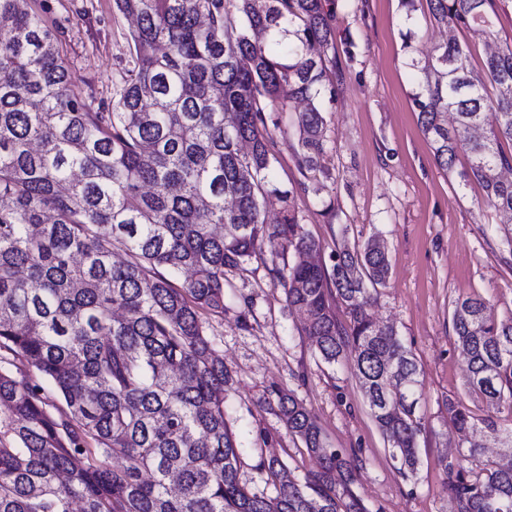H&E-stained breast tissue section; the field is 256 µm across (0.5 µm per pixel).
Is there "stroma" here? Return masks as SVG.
<instances>
[{
  "label": "stroma",
  "mask_w": 512,
  "mask_h": 512,
  "mask_svg": "<svg viewBox=\"0 0 512 512\" xmlns=\"http://www.w3.org/2000/svg\"><path fill=\"white\" fill-rule=\"evenodd\" d=\"M58 27L74 89L93 106L111 107L130 62L133 24L113 0H30ZM336 57L345 78L329 108L325 177L299 173L293 133H275L271 176L290 191L304 229L322 245L321 262L341 245L384 239L392 274L370 308L393 323L422 373L416 477L404 478L363 400L348 361L323 362L301 331L273 272L268 251L224 272V310L205 316L231 380L226 420L241 451L239 480L270 493L259 463L277 455L295 479L318 459L267 405L273 387L293 391L329 447L359 460L353 485L369 512H448L440 460L454 452L448 400L462 399L465 364L452 330L456 300L479 296L499 317L512 315V245L499 215L476 186L462 187L440 169L417 124L412 96L419 80L406 61L425 57L446 31L407 21L400 0H339Z\"/></svg>",
  "instance_id": "obj_1"
}]
</instances>
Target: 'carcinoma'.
<instances>
[{
	"label": "carcinoma",
	"mask_w": 512,
	"mask_h": 512,
	"mask_svg": "<svg viewBox=\"0 0 512 512\" xmlns=\"http://www.w3.org/2000/svg\"><path fill=\"white\" fill-rule=\"evenodd\" d=\"M448 41L424 60L413 94L439 168L460 150L462 186L478 185L512 223V45L472 67L455 31H490L506 0H425ZM135 19L133 67L109 112L71 88L55 31L28 0H0V512H368L357 465L329 448L291 392L276 410L321 470L298 481L262 461L274 495L250 492L225 420L229 373L201 314L224 311V269L268 248L288 307L321 359H349L364 400L406 477L419 470L420 369L396 328L368 309L391 265L379 238L310 260L321 245L291 192L268 176L274 112L292 121L302 176L322 173L325 104L343 70L337 0H114ZM278 31L288 54L258 36ZM454 115L448 124V114ZM270 196L283 203L265 222ZM126 255L113 260L114 247ZM291 263L277 266L285 254ZM186 270L176 287L166 276ZM344 308L341 322L334 306ZM467 391L482 414L448 400L450 430L512 449V317L479 297L454 304ZM25 362L36 377H17ZM458 445L445 460L451 512H512V462ZM119 458L118 468L110 461Z\"/></svg>",
	"instance_id": "1"
}]
</instances>
